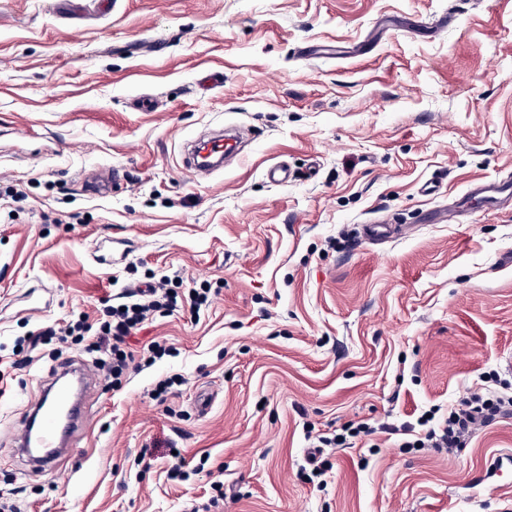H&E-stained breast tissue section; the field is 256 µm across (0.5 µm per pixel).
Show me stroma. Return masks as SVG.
<instances>
[{
    "label": "stroma",
    "instance_id": "obj_1",
    "mask_svg": "<svg viewBox=\"0 0 512 512\" xmlns=\"http://www.w3.org/2000/svg\"><path fill=\"white\" fill-rule=\"evenodd\" d=\"M228 126L239 154L194 181L185 144ZM112 168L122 188L91 192ZM509 177L512 0H0V498L183 512L220 480L216 512H504L512 415L451 452L376 433L321 479L305 427L512 393V204L426 219ZM365 224L409 232L374 245ZM151 271L208 287V306L147 321L130 348L173 355L101 381L74 457L25 472L13 437L56 361L11 368L16 338L97 319Z\"/></svg>",
    "mask_w": 512,
    "mask_h": 512
}]
</instances>
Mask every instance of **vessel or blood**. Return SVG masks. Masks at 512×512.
<instances>
[{
    "label": "vessel or blood",
    "instance_id": "b4317fda",
    "mask_svg": "<svg viewBox=\"0 0 512 512\" xmlns=\"http://www.w3.org/2000/svg\"><path fill=\"white\" fill-rule=\"evenodd\" d=\"M74 372L80 380L89 378L75 361L62 362L56 377L25 411L16 450L31 470H51L73 456L87 428L83 392L64 380Z\"/></svg>",
    "mask_w": 512,
    "mask_h": 512
}]
</instances>
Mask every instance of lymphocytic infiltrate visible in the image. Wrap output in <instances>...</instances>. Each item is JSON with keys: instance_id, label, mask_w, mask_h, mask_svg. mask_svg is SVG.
<instances>
[{"instance_id": "f902f5d3", "label": "lymphocytic infiltrate", "mask_w": 512, "mask_h": 512, "mask_svg": "<svg viewBox=\"0 0 512 512\" xmlns=\"http://www.w3.org/2000/svg\"><path fill=\"white\" fill-rule=\"evenodd\" d=\"M167 284L168 279L163 276L149 288L132 291L130 301L106 306L97 322L82 318L72 324L49 325L32 332L18 342L21 357L13 361V368H25L29 363V352L54 342L64 344L71 339L84 343L95 367L115 380L135 362L150 365L170 355V347L156 341L149 344L147 356L140 360L124 349L127 338L151 315L169 313L185 306L196 312L208 301L207 289L193 288L182 297L168 289ZM507 412H512L511 395H498L489 390L471 392L449 405L446 416L425 433L424 442L431 448L462 447L467 438L488 426L496 415Z\"/></svg>"}]
</instances>
